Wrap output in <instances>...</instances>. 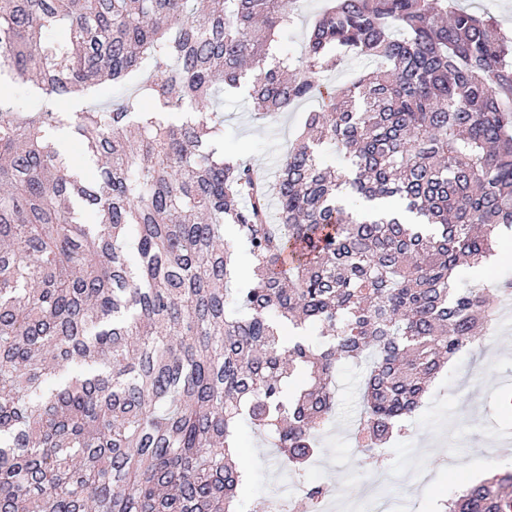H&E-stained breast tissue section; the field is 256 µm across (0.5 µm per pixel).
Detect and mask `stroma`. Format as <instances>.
I'll return each mask as SVG.
<instances>
[{"label":"stroma","instance_id":"1","mask_svg":"<svg viewBox=\"0 0 512 512\" xmlns=\"http://www.w3.org/2000/svg\"><path fill=\"white\" fill-rule=\"evenodd\" d=\"M316 100L297 103L276 117L259 119L250 109L244 91L225 94L219 105L224 114V154L251 162L266 181H273L282 158L303 132ZM501 256L486 268L464 267L462 281L487 285L497 297L500 282L512 280V239L500 247ZM365 364L350 363L336 375V405L322 437L315 465L306 474L315 482L327 472L338 499L352 501L368 479L360 468L355 440L362 413L361 386ZM512 378V338L492 332L467 346L435 379L420 407L406 422L404 434L394 437L382 458L394 471L426 470V480L401 486L404 512H440L443 502L478 471H512L511 453L478 452L473 444L487 433L512 432V417L500 405L502 381ZM240 456L247 460L251 481L244 495L246 512H259L274 486H282L293 501L292 512H305L304 492L294 477L284 476L275 462L277 451L251 425L240 429Z\"/></svg>","mask_w":512,"mask_h":512}]
</instances>
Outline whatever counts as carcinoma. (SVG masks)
<instances>
[{"instance_id":"cac0c4a2","label":"carcinoma","mask_w":512,"mask_h":512,"mask_svg":"<svg viewBox=\"0 0 512 512\" xmlns=\"http://www.w3.org/2000/svg\"><path fill=\"white\" fill-rule=\"evenodd\" d=\"M291 22L281 0H0V74L135 87L69 116L0 102V512H241V422L304 482L338 367L373 354L362 468L484 335L492 301L457 279L512 232V39L448 0H328L296 61ZM350 54L376 67L339 90ZM253 70L262 118L321 101L271 185L213 109ZM443 512H512V472Z\"/></svg>"}]
</instances>
